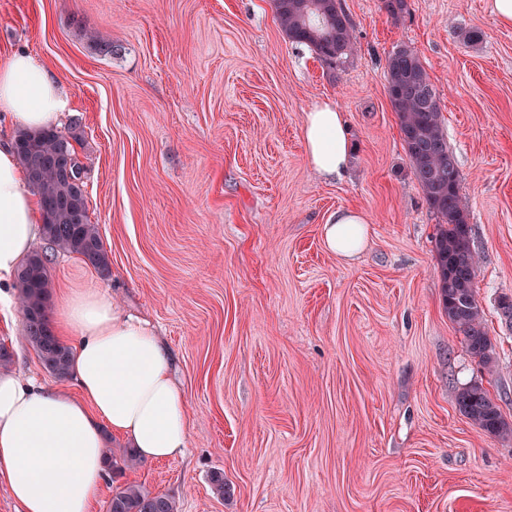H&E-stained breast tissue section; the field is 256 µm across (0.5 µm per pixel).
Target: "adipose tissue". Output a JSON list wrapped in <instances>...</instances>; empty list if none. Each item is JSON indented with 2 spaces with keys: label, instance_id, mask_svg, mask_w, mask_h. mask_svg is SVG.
I'll return each instance as SVG.
<instances>
[{
  "label": "adipose tissue",
  "instance_id": "obj_1",
  "mask_svg": "<svg viewBox=\"0 0 512 512\" xmlns=\"http://www.w3.org/2000/svg\"><path fill=\"white\" fill-rule=\"evenodd\" d=\"M66 106L46 67L26 54L0 62V112L22 128H54ZM304 151L315 173L329 178L348 166L351 141L328 101L305 114ZM43 222L10 142L0 141V303L31 252ZM368 235L358 211H336L324 226L327 247L354 258ZM55 331L72 353L71 387L49 388L0 372V479L19 512H93L106 477L108 434L126 438L144 459L183 456L190 418L171 371V353L145 322L122 315L96 290L61 301Z\"/></svg>",
  "mask_w": 512,
  "mask_h": 512
}]
</instances>
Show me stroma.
Listing matches in <instances>:
<instances>
[{"mask_svg":"<svg viewBox=\"0 0 512 512\" xmlns=\"http://www.w3.org/2000/svg\"><path fill=\"white\" fill-rule=\"evenodd\" d=\"M406 4L393 17L380 0H340L353 51L333 68L288 40L272 0H0V61L25 52L58 79L60 131L110 259L105 277L53 253L50 302L100 290L170 349L189 448L122 480L178 512H512V437L456 407L478 384L512 423L498 309L512 298V27L488 0ZM401 44L436 88L458 160L493 373L442 309L438 219L385 93ZM324 99L354 147L329 181L302 141ZM339 209L368 220L350 260L323 239ZM0 343L12 368L58 385L20 305L0 310Z\"/></svg>","mask_w":512,"mask_h":512,"instance_id":"35a3bbf8","label":"stroma"}]
</instances>
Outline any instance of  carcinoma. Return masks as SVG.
<instances>
[{
	"label": "carcinoma",
	"instance_id": "1",
	"mask_svg": "<svg viewBox=\"0 0 512 512\" xmlns=\"http://www.w3.org/2000/svg\"><path fill=\"white\" fill-rule=\"evenodd\" d=\"M276 19L289 41L305 45L323 62L337 67L353 51L351 25L339 0H274ZM386 94L396 113L413 175L438 217L435 237L442 307L462 332L471 355L487 369L495 368V352L486 330L475 289L478 257L471 247L468 207L460 192L455 154L448 147L436 89L413 49L397 46L386 61ZM29 185L38 193L44 237L53 251L77 255L102 276L110 275L107 251L97 225L89 220L84 181L75 175L60 178L76 156L72 144L58 131H22L14 142ZM50 259L32 254L18 277L19 301L26 339L51 373L65 377L70 348L56 336L49 316ZM460 412L492 436L512 433L499 406L477 384L457 395ZM141 462L133 448L108 450L107 469L121 475ZM106 512H177L173 498L152 494L139 485L124 484L112 491Z\"/></svg>",
	"mask_w": 512,
	"mask_h": 512
}]
</instances>
